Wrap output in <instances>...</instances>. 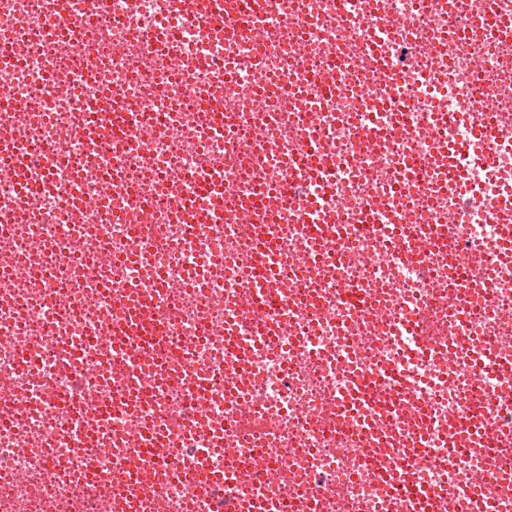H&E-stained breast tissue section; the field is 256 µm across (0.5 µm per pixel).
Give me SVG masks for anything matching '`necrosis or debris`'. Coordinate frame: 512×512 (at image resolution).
<instances>
[{"instance_id":"1","label":"necrosis or debris","mask_w":512,"mask_h":512,"mask_svg":"<svg viewBox=\"0 0 512 512\" xmlns=\"http://www.w3.org/2000/svg\"><path fill=\"white\" fill-rule=\"evenodd\" d=\"M194 4L0 0V512H512V0ZM212 7H207L196 18V22L206 28L218 32L241 36L244 32L238 27L237 14L226 5L237 4L238 0H205Z\"/></svg>"}]
</instances>
